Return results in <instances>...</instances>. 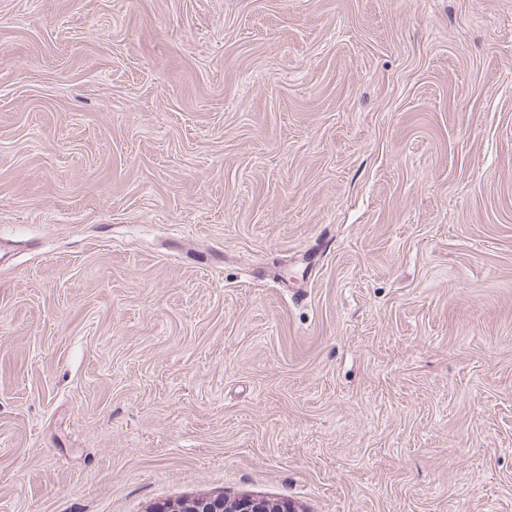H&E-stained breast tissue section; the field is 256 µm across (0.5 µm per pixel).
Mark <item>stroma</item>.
<instances>
[{"label": "stroma", "mask_w": 512, "mask_h": 512, "mask_svg": "<svg viewBox=\"0 0 512 512\" xmlns=\"http://www.w3.org/2000/svg\"><path fill=\"white\" fill-rule=\"evenodd\" d=\"M512 512V0H0V512ZM168 505L156 509V512H293L290 503L274 505L264 499L242 497L234 501L224 500L223 498H208L195 500L189 505Z\"/></svg>", "instance_id": "1"}]
</instances>
